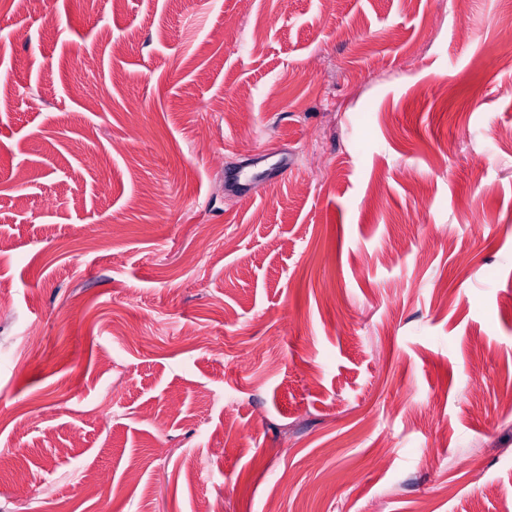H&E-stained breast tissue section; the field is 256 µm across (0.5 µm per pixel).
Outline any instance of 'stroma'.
Instances as JSON below:
<instances>
[{
  "label": "stroma",
  "instance_id": "stroma-1",
  "mask_svg": "<svg viewBox=\"0 0 512 512\" xmlns=\"http://www.w3.org/2000/svg\"><path fill=\"white\" fill-rule=\"evenodd\" d=\"M509 13L0 0V512H505Z\"/></svg>",
  "mask_w": 512,
  "mask_h": 512
}]
</instances>
